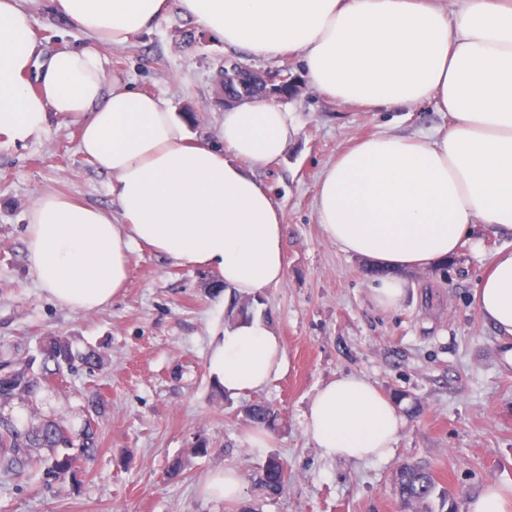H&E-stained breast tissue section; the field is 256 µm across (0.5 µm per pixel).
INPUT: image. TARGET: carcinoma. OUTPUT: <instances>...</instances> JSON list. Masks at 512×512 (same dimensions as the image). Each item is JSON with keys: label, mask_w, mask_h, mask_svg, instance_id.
Listing matches in <instances>:
<instances>
[{"label": "carcinoma", "mask_w": 512, "mask_h": 512, "mask_svg": "<svg viewBox=\"0 0 512 512\" xmlns=\"http://www.w3.org/2000/svg\"><path fill=\"white\" fill-rule=\"evenodd\" d=\"M255 299L231 295L224 321L234 324L253 314ZM104 361L94 348L76 351L66 336H51L42 348L41 360L22 357L0 370V480L9 481L27 470H39L61 483L77 482V474L99 451V418L105 413L104 396L90 390L82 397V409L90 419L79 429L63 420L41 414L37 397L45 381L66 369L93 373ZM22 406L35 419L26 425L15 414ZM246 419L267 431L279 428L280 417L264 404L247 408ZM286 475L284 463L269 457L260 469L258 484L268 495L277 494ZM393 486L406 512H447L448 490L439 486L432 471L420 465L398 468Z\"/></svg>", "instance_id": "cac0c4a2"}]
</instances>
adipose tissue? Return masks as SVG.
Listing matches in <instances>:
<instances>
[{
	"mask_svg": "<svg viewBox=\"0 0 512 512\" xmlns=\"http://www.w3.org/2000/svg\"><path fill=\"white\" fill-rule=\"evenodd\" d=\"M90 44L35 51L30 13L0 0V137L27 145L50 114L80 123L79 150L109 177L113 209L57 192L26 220L27 263L43 291L90 312L125 288L134 246L215 271L243 297L280 284L281 207L255 176L297 137L288 109L257 97L224 111L213 138H192L162 99L107 78L100 46L129 44L178 10L230 50L300 57L315 88L371 111L435 101L448 125L423 138L360 139L320 172L315 210L325 239L378 269L377 307L401 306L408 271L454 258L475 230L512 238V0H53ZM483 320L512 337V251L474 288ZM284 347L259 317L210 339L207 366L236 396L281 371ZM321 457L392 456L404 425L364 376L323 384L303 414Z\"/></svg>",
	"mask_w": 512,
	"mask_h": 512,
	"instance_id": "obj_1",
	"label": "adipose tissue"
}]
</instances>
